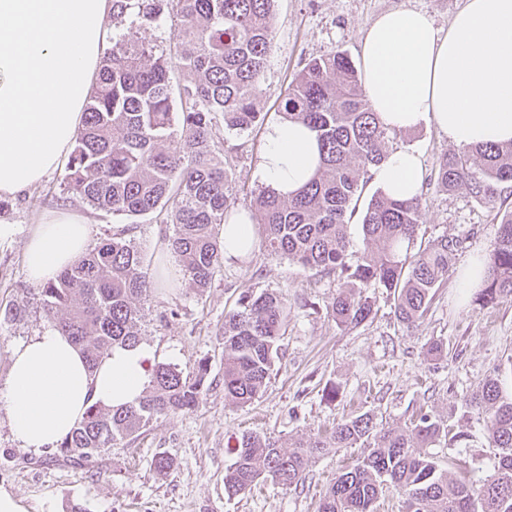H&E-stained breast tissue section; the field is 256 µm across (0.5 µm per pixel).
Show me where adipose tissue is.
Here are the masks:
<instances>
[{
  "label": "adipose tissue",
  "instance_id": "obj_1",
  "mask_svg": "<svg viewBox=\"0 0 512 512\" xmlns=\"http://www.w3.org/2000/svg\"><path fill=\"white\" fill-rule=\"evenodd\" d=\"M112 0H0V196H14L60 168L73 147L106 43ZM366 98L385 127L435 126L462 147L512 142V0H466L448 28L425 12L397 7L369 27L361 50ZM255 180L295 194L319 164L305 126L269 124ZM377 189L416 197L424 178L418 154L402 148L371 171ZM92 247L79 216L53 212L24 249L32 282L47 283ZM153 351L112 348L97 368L56 328L9 354L0 402L21 448L41 452L77 427L91 406L135 403Z\"/></svg>",
  "mask_w": 512,
  "mask_h": 512
}]
</instances>
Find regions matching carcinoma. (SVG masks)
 I'll list each match as a JSON object with an SVG mask.
<instances>
[{
  "instance_id": "1",
  "label": "carcinoma",
  "mask_w": 512,
  "mask_h": 512,
  "mask_svg": "<svg viewBox=\"0 0 512 512\" xmlns=\"http://www.w3.org/2000/svg\"><path fill=\"white\" fill-rule=\"evenodd\" d=\"M276 0H112V18L130 13L144 24L168 12L179 21V42L169 54L132 37L112 43L70 153L67 192L94 209L138 217L163 211L173 224L167 249L179 274L197 291L222 268L224 224L233 205L230 171L215 141L217 119L238 132L264 123L256 108L274 40ZM187 74L173 108L171 74ZM276 115L316 133L322 166L292 198L269 186L257 191L252 222L262 245L280 258L334 274L338 292L329 316L356 326L373 312L371 288L392 297L397 319L418 323L448 263L460 247L442 237L411 251L420 200L375 192L361 212L371 250L351 260L348 227L370 179V168L388 155L390 131L371 111L362 79L347 54L333 51L309 60L290 82ZM434 177L446 192L465 186L476 201L492 204L512 188V143L459 148L436 158ZM146 256L133 242L114 237L95 245L41 288L47 313L65 309L54 327L96 365L116 345L138 343L137 302L150 287ZM512 296V211L502 215L478 292L482 306ZM288 330V305L261 290L241 296L224 316V398L250 404L264 392ZM207 367L195 378L176 367L151 369V389L117 409L91 407L59 444L68 458L87 460L130 437L161 415L199 403ZM467 407L483 416L499 449L493 473L478 480L450 478L426 451L442 422L428 414L409 430L384 427L367 413L337 424L326 437L285 450L257 433L236 439V456L224 472V492L244 495L261 479L298 486L312 458L330 448L367 445V453L342 470L323 493L317 512H376L387 487L404 497L405 512H512V395L498 380L480 383Z\"/></svg>"
}]
</instances>
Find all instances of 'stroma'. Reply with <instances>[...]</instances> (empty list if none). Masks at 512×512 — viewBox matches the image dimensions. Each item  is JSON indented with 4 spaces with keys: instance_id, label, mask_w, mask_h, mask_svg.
I'll return each instance as SVG.
<instances>
[{
    "instance_id": "35a3bbf8",
    "label": "stroma",
    "mask_w": 512,
    "mask_h": 512,
    "mask_svg": "<svg viewBox=\"0 0 512 512\" xmlns=\"http://www.w3.org/2000/svg\"><path fill=\"white\" fill-rule=\"evenodd\" d=\"M465 0H277L275 39L267 58L260 111L275 113L288 83L311 58L346 52L360 63L369 25L399 6L415 8L447 28ZM133 33L155 52L173 50L177 25L161 18L141 24L136 15L111 21L110 39ZM224 162L238 179L236 209L252 210L258 187L253 171L263 147V128L240 133L217 125ZM392 148L416 150L424 169L453 145L432 125L395 132ZM64 169L16 196L0 197V224L15 233L0 243V385L9 370V351L53 325L37 284L27 276L23 253L42 217L53 211L76 213L90 224L94 241L117 234L121 217L95 210L64 192ZM512 210V190L495 205L476 203L466 188L446 193L435 181L423 182L416 244L448 235L461 242L448 276L437 288L424 318L414 327L400 324L384 289H372L370 318L344 328L327 315L338 289L335 276L305 269L255 246L243 259L224 261L210 288L197 292L188 283L171 291L154 287L139 302V341L153 350L156 362L183 374L207 363L201 401L190 411L163 415L131 437L90 460L75 464L57 449L32 453L13 439L7 413L0 406V487L22 499L27 512H317L319 500L337 474L361 456L358 448H337L313 459L305 479L285 489L260 481L249 494L228 497L224 471L234 457L236 439L245 432L273 437L283 448L329 433L352 415L370 414L377 423L409 428L427 413L448 426L430 451L440 463L469 461L474 477L490 474L497 450L483 419L465 405L486 378H498L512 394V297L480 307L473 290L464 288L471 259H486L499 232L497 212ZM282 294L291 310L282 359L263 395L242 406L224 397L225 314L247 291ZM21 306L16 318H4L9 305ZM446 348L444 358L427 354L430 342ZM335 387V400L325 397ZM462 441H453V434ZM166 452L174 466L157 472L153 458Z\"/></svg>"
}]
</instances>
